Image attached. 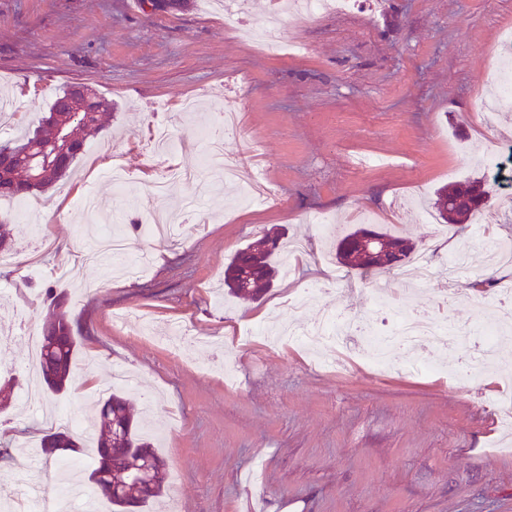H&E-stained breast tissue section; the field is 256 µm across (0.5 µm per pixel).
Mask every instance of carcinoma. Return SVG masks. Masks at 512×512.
I'll return each instance as SVG.
<instances>
[{"label": "carcinoma", "mask_w": 512, "mask_h": 512, "mask_svg": "<svg viewBox=\"0 0 512 512\" xmlns=\"http://www.w3.org/2000/svg\"><path fill=\"white\" fill-rule=\"evenodd\" d=\"M91 113L72 118L53 102L39 125L16 140L0 145V157L12 164L14 176L0 179V199H18L34 190H46L61 181L81 153L85 134L103 130L112 120V101L92 88L86 89ZM64 124L73 135L74 152L64 162L49 168L38 182L28 171L36 164L33 157L51 142L54 126ZM433 208L439 219L460 224L486 204V191L477 179L466 185L451 184L435 192ZM373 236L388 247L384 257H367L360 250L361 240ZM279 247V237L265 236L234 253L224 268V286L230 294L257 300L273 287L278 268L272 256ZM416 246L410 240L367 228H356L339 236L335 256L339 264L363 271L391 270L410 262ZM46 320L40 336L36 376L47 395L67 389L77 350L74 321L66 310L64 297L50 296L44 301ZM97 439L93 449L92 469L87 476L90 495L107 499L115 512H135L162 494L167 482L166 464L139 434L138 421L127 398L111 394L101 405L96 419ZM46 455L58 451L79 452V442L65 431H54L41 438Z\"/></svg>", "instance_id": "1"}]
</instances>
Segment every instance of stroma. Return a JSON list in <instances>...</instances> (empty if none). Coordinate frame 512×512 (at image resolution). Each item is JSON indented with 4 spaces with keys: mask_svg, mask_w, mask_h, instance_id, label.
Listing matches in <instances>:
<instances>
[{
    "mask_svg": "<svg viewBox=\"0 0 512 512\" xmlns=\"http://www.w3.org/2000/svg\"><path fill=\"white\" fill-rule=\"evenodd\" d=\"M238 9L229 22L205 0L168 12L147 0H0V97L20 116L0 123V143L35 128L68 87H93L114 104L70 176L25 197L27 218L16 201L0 200V221L28 243L22 265H0L8 361L26 376L43 293L65 295L78 349L69 388L50 402L86 418L110 391L137 410L151 397L141 432L168 476L145 512H512V443L494 408L512 398V379L497 362L454 388L472 355L454 344L438 356L441 372L413 374L405 365L417 349L392 352L396 368L379 372L356 353L341 364L250 333L287 317L289 300L317 280L329 286L301 310L307 325L336 308L373 317L380 293L465 328L497 304L512 265L460 273L459 300L445 313L439 282L412 286L396 268L337 264L330 227H357L360 212L370 213L376 230L411 238L438 266L512 244V207L503 205L512 145L499 139L501 126L512 129V109L493 128L481 110L494 93L493 50L512 26V0H355L343 12L287 15V42L307 48L298 55L268 53L249 36L268 0H239ZM239 107L276 201L245 206L225 184L203 194L179 182L167 203L187 211L180 244L147 241L141 226L157 205L149 182L168 165L194 164L195 126ZM240 136L226 135V154L238 155ZM366 156L381 165L359 169ZM116 158L134 179L123 194L109 173ZM474 178L488 194L483 220L421 222L436 189ZM88 196L87 223L120 217L132 247L151 258L141 271L99 275L89 292L55 275L84 257L73 217ZM273 232L309 248L275 255L279 276L261 299L229 295L225 263ZM485 279L490 287L473 292ZM174 324L200 344L173 353L165 335ZM49 430L0 413V487L31 471L66 480L41 451Z\"/></svg>",
    "mask_w": 512,
    "mask_h": 512,
    "instance_id": "35a3bbf8",
    "label": "stroma"
}]
</instances>
